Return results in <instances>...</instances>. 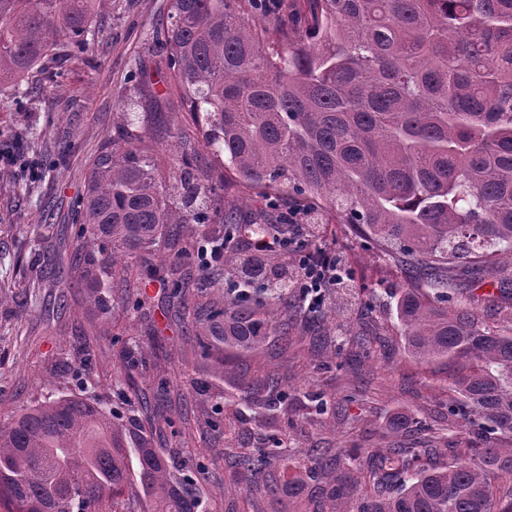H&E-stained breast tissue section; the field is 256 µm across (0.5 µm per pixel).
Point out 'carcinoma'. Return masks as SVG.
Listing matches in <instances>:
<instances>
[{"mask_svg": "<svg viewBox=\"0 0 512 512\" xmlns=\"http://www.w3.org/2000/svg\"><path fill=\"white\" fill-rule=\"evenodd\" d=\"M107 3L0 0V82L21 85L60 49L88 52L89 24ZM260 10L258 0H170L149 51L164 58L219 168L198 174L190 140L151 113L149 131L183 148L178 201L143 136L119 132L73 204L78 237L97 254L62 249L69 277L58 287L86 285L107 312L103 279L122 284L140 275L141 252L162 254L173 304L196 301L193 338L221 380L224 350L288 336L270 309L315 322L325 313L298 288L270 286L259 266L244 288L225 279L223 304L207 301L219 282L199 251L180 246L184 229L197 225V245L219 246L224 270L240 273L226 237L273 224L221 207L225 172L272 206L290 193L403 268L405 350L455 368L448 428L462 446L313 448L284 483L288 500L311 483L318 494L302 512H512V327L482 318L466 287L487 278L491 300L512 299V0H297L267 21ZM181 263L195 267L190 292ZM238 392L258 420L289 399L271 375L258 386L241 380ZM286 452L287 440L271 435L237 456L248 500L279 491L269 468ZM192 473V461L171 466L95 397L37 403L0 427L4 512H102L107 500L198 512ZM361 481L371 493L358 492Z\"/></svg>", "mask_w": 512, "mask_h": 512, "instance_id": "1", "label": "carcinoma"}]
</instances>
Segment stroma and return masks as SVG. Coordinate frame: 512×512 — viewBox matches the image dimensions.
Returning a JSON list of instances; mask_svg holds the SVG:
<instances>
[{
	"mask_svg": "<svg viewBox=\"0 0 512 512\" xmlns=\"http://www.w3.org/2000/svg\"><path fill=\"white\" fill-rule=\"evenodd\" d=\"M168 4L109 0L93 18L100 35L90 52L66 59L59 70L33 73L41 87L34 102L17 98L12 84H0V143L51 162L31 179L14 168L0 170V426L37 401L83 391L98 395L122 418L154 416L160 426L155 447L202 464L201 512H251L235 456L254 447L259 433L288 437L291 456L300 462L309 449L352 441L387 447L379 432L394 417L447 426L448 367L420 364L405 352L394 298L404 273L379 249L318 213L311 224L293 225L290 239L298 249L314 241L332 249L343 270L342 283L325 302L338 311L331 343L317 346L316 328L297 317L288 324L289 341L273 336L254 353L225 351L224 402L218 407L192 387L205 372L159 281L167 266L156 255L148 257L151 272L127 286L132 307L107 319L88 302L84 288L61 290L41 281L40 270L57 260L59 238L76 232L72 204L121 113L139 109L135 72L158 75L160 60L148 53L146 40ZM224 205L256 210L276 223L295 202L285 198L264 206L257 191L231 180ZM47 212L54 224L42 222ZM368 298L374 307L370 322L362 310ZM359 334L373 337L372 359L350 355L342 367L329 366L335 342ZM83 341L92 354L86 370L80 367ZM244 373L256 383L279 376L296 397L256 421L237 399L235 385ZM312 391L340 402L335 414L313 424L305 418V395ZM217 412L232 428V445L209 433L207 423Z\"/></svg>",
	"mask_w": 512,
	"mask_h": 512,
	"instance_id": "obj_1",
	"label": "stroma"
}]
</instances>
